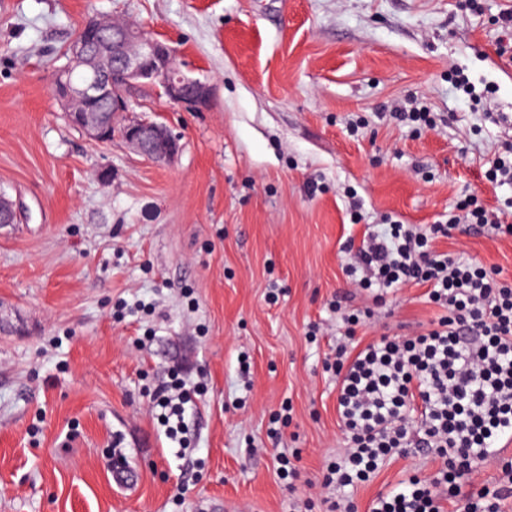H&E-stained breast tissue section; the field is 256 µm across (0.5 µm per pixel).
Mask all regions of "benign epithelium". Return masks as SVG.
I'll return each mask as SVG.
<instances>
[{"instance_id":"benign-epithelium-1","label":"benign epithelium","mask_w":512,"mask_h":512,"mask_svg":"<svg viewBox=\"0 0 512 512\" xmlns=\"http://www.w3.org/2000/svg\"><path fill=\"white\" fill-rule=\"evenodd\" d=\"M70 66L85 79L71 83L54 78L52 92L69 122L93 143L115 136L109 113L126 112L133 88H158L172 102L195 109L207 106L209 87L177 67L176 51L130 21L93 17L85 21L69 49ZM122 141L151 161H166L179 150L178 137L164 124L131 119ZM18 220L14 203L0 194V224Z\"/></svg>"}]
</instances>
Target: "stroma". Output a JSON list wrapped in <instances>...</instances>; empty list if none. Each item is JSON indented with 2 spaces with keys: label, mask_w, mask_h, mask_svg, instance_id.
Returning a JSON list of instances; mask_svg holds the SVG:
<instances>
[{
  "label": "stroma",
  "mask_w": 512,
  "mask_h": 512,
  "mask_svg": "<svg viewBox=\"0 0 512 512\" xmlns=\"http://www.w3.org/2000/svg\"><path fill=\"white\" fill-rule=\"evenodd\" d=\"M506 11L512 0H0V193L21 214L0 227V512H321L345 445L323 369L341 339L330 302L366 300L347 242L512 197L486 177L512 144ZM93 15L136 21L208 85L202 110L129 98L179 135L171 160L67 123L53 78ZM418 102L431 126L392 120ZM436 248L512 280V236L456 232ZM437 313L410 286L357 337ZM174 371L198 393L183 455L152 400ZM116 439L135 485L113 478ZM294 453L289 482L280 459ZM408 471L436 466L392 460L359 484L357 512Z\"/></svg>",
  "instance_id": "1"
}]
</instances>
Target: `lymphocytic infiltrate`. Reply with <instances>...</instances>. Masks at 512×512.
Segmentation results:
<instances>
[{
    "label": "lymphocytic infiltrate",
    "mask_w": 512,
    "mask_h": 512,
    "mask_svg": "<svg viewBox=\"0 0 512 512\" xmlns=\"http://www.w3.org/2000/svg\"><path fill=\"white\" fill-rule=\"evenodd\" d=\"M454 229L512 236V202L492 214L469 199L448 223L425 232L386 225L364 239L347 268L372 299L342 316L345 340L324 361L336 378L347 438L323 475L322 488L336 490L322 497L324 512H354L347 488L412 448L438 461L436 478L405 477L373 512H502L512 499V460L499 446L512 438V281L501 280L496 267L439 253L434 241ZM411 284L426 286L440 310L429 327L354 344L357 327L374 318L376 306ZM154 399L167 435L178 438L192 403L185 383L160 386ZM487 462L499 468L490 486L474 478Z\"/></svg>",
    "instance_id": "obj_1"
}]
</instances>
